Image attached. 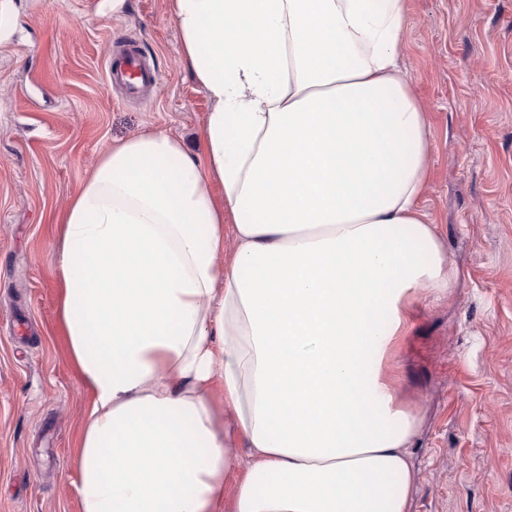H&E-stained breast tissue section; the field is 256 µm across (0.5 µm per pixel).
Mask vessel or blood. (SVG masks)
<instances>
[{"mask_svg": "<svg viewBox=\"0 0 512 512\" xmlns=\"http://www.w3.org/2000/svg\"><path fill=\"white\" fill-rule=\"evenodd\" d=\"M108 86L116 88L128 98L149 97L158 83V73L147 59L140 45L133 41H115L105 62Z\"/></svg>", "mask_w": 512, "mask_h": 512, "instance_id": "b4317fda", "label": "vessel or blood"}]
</instances>
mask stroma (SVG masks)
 <instances>
[{
  "label": "stroma",
  "instance_id": "obj_1",
  "mask_svg": "<svg viewBox=\"0 0 512 512\" xmlns=\"http://www.w3.org/2000/svg\"><path fill=\"white\" fill-rule=\"evenodd\" d=\"M12 0L0 28V512H80L88 394L57 321L58 214L112 143L182 138L204 159L211 103L167 0ZM159 71L151 103L108 89L114 37ZM431 124L420 206L457 270L421 295L396 360L422 415L412 512H512V0H408L401 54Z\"/></svg>",
  "mask_w": 512,
  "mask_h": 512
}]
</instances>
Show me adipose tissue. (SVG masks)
<instances>
[{"mask_svg": "<svg viewBox=\"0 0 512 512\" xmlns=\"http://www.w3.org/2000/svg\"><path fill=\"white\" fill-rule=\"evenodd\" d=\"M168 12L212 104L204 161L129 137L59 218L57 313L92 396L80 512H411L420 413L393 362L455 273L419 207L406 0Z\"/></svg>", "mask_w": 512, "mask_h": 512, "instance_id": "ef3b65f1", "label": "adipose tissue"}]
</instances>
